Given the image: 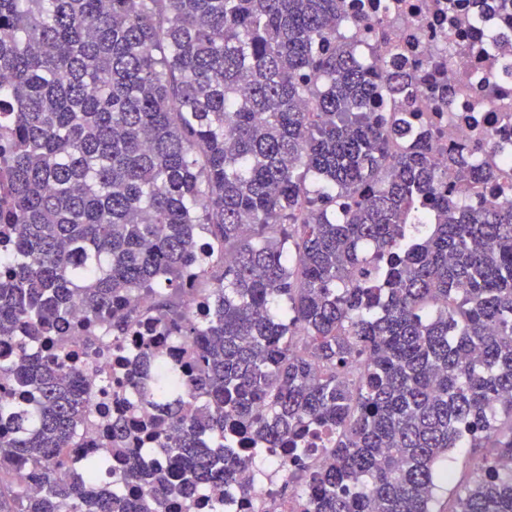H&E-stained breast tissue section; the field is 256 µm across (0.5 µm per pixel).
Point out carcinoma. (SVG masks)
Segmentation results:
<instances>
[{
	"label": "carcinoma",
	"mask_w": 512,
	"mask_h": 512,
	"mask_svg": "<svg viewBox=\"0 0 512 512\" xmlns=\"http://www.w3.org/2000/svg\"><path fill=\"white\" fill-rule=\"evenodd\" d=\"M346 0H0V512H165L199 488L251 484L237 444L336 432L297 468L306 512H435L439 462L493 448L441 512H512V198L469 197L493 165L375 112L420 79L339 28H385ZM250 221V231L242 230ZM195 266L209 310L187 294ZM142 293L191 342L130 381L156 411L166 467L130 459L134 431L68 469L88 411L81 374L29 342L75 303L94 323ZM186 382L192 401L175 390ZM307 443H311L313 448H316V451L307 459L306 465L309 468L314 469L325 463V459L327 458V449L332 448L333 446V435L326 433H310L307 438Z\"/></svg>",
	"instance_id": "cac0c4a2"
}]
</instances>
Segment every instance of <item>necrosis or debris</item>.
Here are the masks:
<instances>
[{"label": "necrosis or debris", "instance_id": "1", "mask_svg": "<svg viewBox=\"0 0 512 512\" xmlns=\"http://www.w3.org/2000/svg\"><path fill=\"white\" fill-rule=\"evenodd\" d=\"M495 2L363 0L365 13L385 17L388 25L387 40L369 39L374 53L385 55L387 43H394L401 57L424 75L423 84L403 108L410 114L415 137L439 129L436 154L474 152L490 139L498 155L512 156V76L488 50L491 36L512 40V16L496 11ZM121 307L133 320L127 335H113L107 322L94 329L83 327V313L77 310L70 326L46 337L37 348L42 358L62 348L69 351V367L81 371L92 390L89 414L70 454L75 464L84 451L102 449L112 418L149 417V408L131 406V391L121 385L138 364L140 334L150 333L157 358L188 355L187 343L154 328L146 296L123 297ZM294 469L285 449H267L249 494L228 483L211 488L205 499L169 500L167 512H211L212 497L223 498L224 512H303L300 491L290 485Z\"/></svg>", "mask_w": 512, "mask_h": 512}]
</instances>
